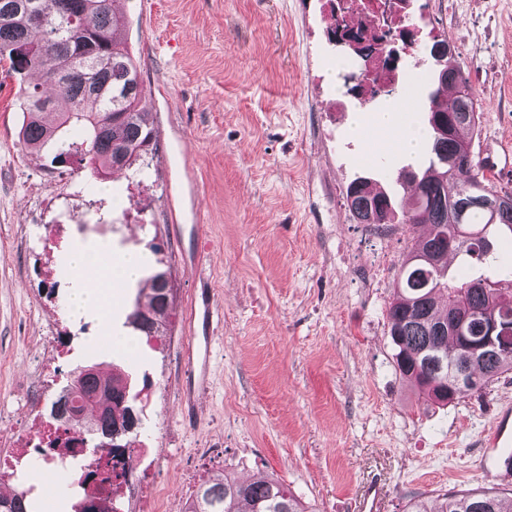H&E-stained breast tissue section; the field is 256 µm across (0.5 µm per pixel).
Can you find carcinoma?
<instances>
[{
    "label": "carcinoma",
    "mask_w": 512,
    "mask_h": 512,
    "mask_svg": "<svg viewBox=\"0 0 512 512\" xmlns=\"http://www.w3.org/2000/svg\"><path fill=\"white\" fill-rule=\"evenodd\" d=\"M44 15L35 20L22 7L23 0H0V62L17 74L37 72L42 82L19 87L23 121L20 144L39 151L57 142L55 159L73 156L93 171L132 168L148 154L159 152V140L146 118L140 94L139 69L125 37L124 19L112 9L111 0H41ZM439 68L433 80L456 90L453 107L428 93L430 156L435 161L417 181V191L402 213L404 224H424L428 229L411 247L400 269V281L387 306L391 338L396 346L395 366L401 378L428 392L433 399L451 404L460 386H432L428 377L439 372L449 380L445 367L460 359L464 342L476 343L473 335L442 331L448 324V305L462 299L479 323L492 316L504 320L503 348L470 366V374L485 389L512 372V290L494 288L486 279L450 285L443 281L450 254L465 253L470 259L490 262L485 237L494 224L512 232V203L480 174L471 150L478 116L477 99L463 75L448 42L435 39L428 48ZM77 125L84 133L87 153L69 142L66 132ZM512 195L508 192L502 194ZM346 201L360 224L391 223L395 199L375 192L366 180H356L346 189ZM462 230L459 245L448 249L444 234L450 225ZM149 302L135 304L127 324L141 336H160L167 320L172 293L166 273L152 274ZM76 392L71 404L93 417L88 429L101 435H118L124 445L140 428L128 379L112 373L102 379L98 371L79 370L74 376ZM187 512H307L276 478L237 482L224 473L203 482ZM406 512H509L493 491L444 493L436 508L422 495L410 499Z\"/></svg>",
    "instance_id": "obj_1"
}]
</instances>
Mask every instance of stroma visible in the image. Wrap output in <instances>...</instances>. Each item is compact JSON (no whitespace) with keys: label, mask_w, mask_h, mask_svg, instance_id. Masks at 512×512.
<instances>
[{"label":"stroma","mask_w":512,"mask_h":512,"mask_svg":"<svg viewBox=\"0 0 512 512\" xmlns=\"http://www.w3.org/2000/svg\"><path fill=\"white\" fill-rule=\"evenodd\" d=\"M139 64L156 155L93 177L53 146L18 141L21 82L0 64V453L43 405L30 382L54 324L71 353L54 385L78 368L121 369L142 426L136 473L186 503L217 472L276 477L308 512H360L369 483L380 512L409 500L493 488L512 500L489 443L512 408V372L448 406L394 369L386 307L400 264L424 225L357 223L346 189L374 180L360 160L365 131L397 96L359 106L358 64L329 41L328 0H115ZM420 45L401 83L426 94L427 47L446 40L479 103L473 144L512 147V0H412L405 19ZM363 114V134L347 117ZM136 250L173 288L163 335L126 323L139 284L112 302L108 344L97 321L65 309L67 254ZM53 267L46 279L45 267ZM209 359L197 409L182 398L190 340Z\"/></svg>","instance_id":"obj_1"}]
</instances>
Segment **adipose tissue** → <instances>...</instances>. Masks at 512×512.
Returning a JSON list of instances; mask_svg holds the SVG:
<instances>
[{
  "label": "adipose tissue",
  "mask_w": 512,
  "mask_h": 512,
  "mask_svg": "<svg viewBox=\"0 0 512 512\" xmlns=\"http://www.w3.org/2000/svg\"><path fill=\"white\" fill-rule=\"evenodd\" d=\"M100 260L101 253L96 249H77L68 253L66 263L71 274V288L66 302L68 314L74 321L92 317L108 331L112 328V299L99 286L103 276Z\"/></svg>",
  "instance_id": "ef3b65f1"
}]
</instances>
